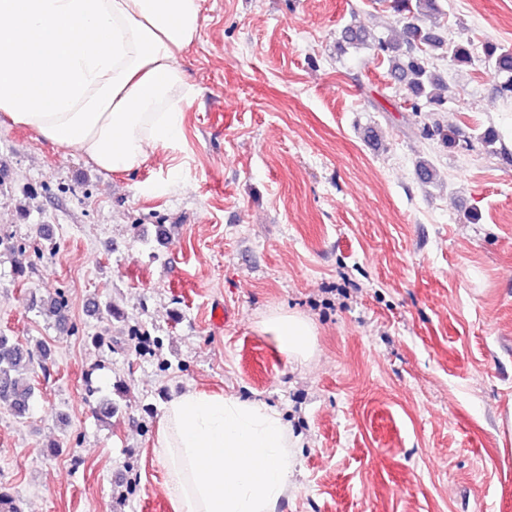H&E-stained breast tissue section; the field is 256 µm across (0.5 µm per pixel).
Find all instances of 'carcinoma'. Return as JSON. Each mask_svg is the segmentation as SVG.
I'll return each instance as SVG.
<instances>
[{
    "label": "carcinoma",
    "mask_w": 512,
    "mask_h": 512,
    "mask_svg": "<svg viewBox=\"0 0 512 512\" xmlns=\"http://www.w3.org/2000/svg\"><path fill=\"white\" fill-rule=\"evenodd\" d=\"M392 8L403 21L402 34L397 41H384L354 26L344 31L342 41L348 45H368L385 54L390 64V75L409 91L406 102L411 110H440L448 98L444 95L445 86L440 78L430 70L429 59L446 53L456 66L467 67L474 61L471 45L462 41L450 44L418 24L421 17L439 10L438 0H392ZM482 54L485 62L507 76L501 93L512 96V47L486 42ZM424 135L437 137L450 147L460 142L458 132L448 131L437 123L424 128ZM28 306L55 316L58 322L67 320V303L60 295L44 298L32 294ZM48 356L47 347L43 344L32 347L0 333V405L7 406L18 417L30 412L35 387L28 373L38 368L42 375H49Z\"/></svg>",
    "instance_id": "1"
}]
</instances>
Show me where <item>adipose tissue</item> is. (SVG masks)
Instances as JSON below:
<instances>
[{
  "mask_svg": "<svg viewBox=\"0 0 512 512\" xmlns=\"http://www.w3.org/2000/svg\"><path fill=\"white\" fill-rule=\"evenodd\" d=\"M201 0H0V112L98 167L130 172L179 143L194 88L177 63L199 37ZM303 358L314 327L262 325Z\"/></svg>",
  "mask_w": 512,
  "mask_h": 512,
  "instance_id": "ef3b65f1",
  "label": "adipose tissue"
}]
</instances>
